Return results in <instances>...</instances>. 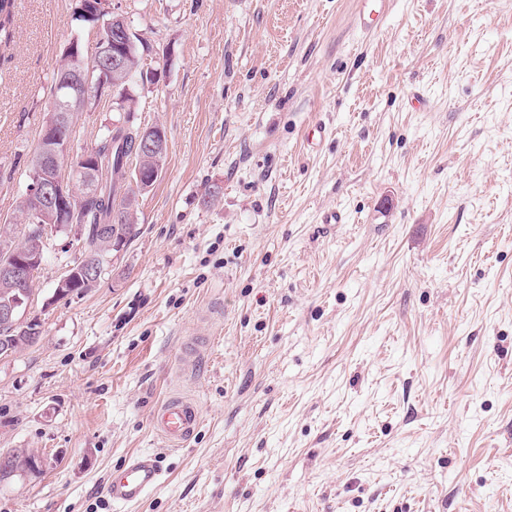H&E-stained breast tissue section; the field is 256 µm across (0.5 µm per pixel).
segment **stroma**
Segmentation results:
<instances>
[{
	"label": "stroma",
	"mask_w": 512,
	"mask_h": 512,
	"mask_svg": "<svg viewBox=\"0 0 512 512\" xmlns=\"http://www.w3.org/2000/svg\"><path fill=\"white\" fill-rule=\"evenodd\" d=\"M77 4L14 7L0 223L66 45L95 47ZM359 7L108 0L156 73L129 91L164 170L94 288L53 301L83 241L46 242L43 335L0 360V452L49 465L0 480V512H512V0H393L373 37ZM114 116L90 99L72 153ZM177 388L202 425L173 450L151 420ZM134 454L162 482L112 503Z\"/></svg>",
	"instance_id": "35a3bbf8"
}]
</instances>
